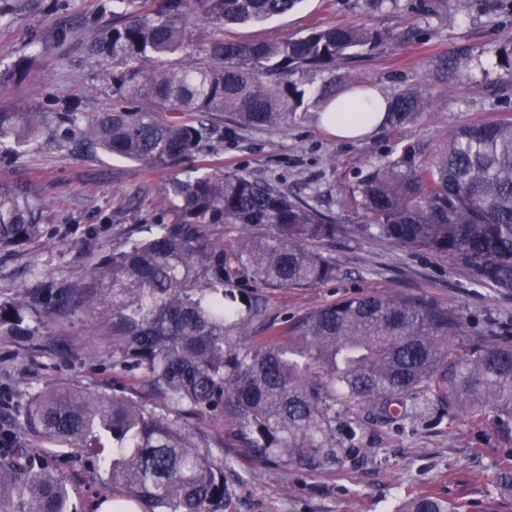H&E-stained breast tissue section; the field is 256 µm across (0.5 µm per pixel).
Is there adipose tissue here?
<instances>
[{
	"label": "adipose tissue",
	"mask_w": 512,
	"mask_h": 512,
	"mask_svg": "<svg viewBox=\"0 0 512 512\" xmlns=\"http://www.w3.org/2000/svg\"><path fill=\"white\" fill-rule=\"evenodd\" d=\"M386 99V93L376 87L365 91H343L337 98L338 103L357 102L363 111L362 116L348 119L335 116L323 121L322 126L340 140H357L374 135L381 129Z\"/></svg>",
	"instance_id": "obj_1"
}]
</instances>
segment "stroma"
Masks as SVG:
<instances>
[{"mask_svg": "<svg viewBox=\"0 0 512 512\" xmlns=\"http://www.w3.org/2000/svg\"><path fill=\"white\" fill-rule=\"evenodd\" d=\"M110 0H65L61 9L33 8L0 23V72L16 69L30 54L31 43L50 37L62 22H72L68 38L52 44L23 76L0 81V112L71 109L93 113L107 102L97 92L98 65L86 50L96 21L109 20ZM399 6H374L368 0H302L291 13L267 21L229 25L225 39L253 43L305 35L322 25H367L394 38L370 55L339 65L331 73L303 76V83L348 77L387 94L425 86L432 61L444 55L456 61L471 55L469 76L449 82L446 101L430 116L404 127L387 128L355 142L327 133L315 107L299 109L294 119L267 129H230L194 157L201 168L221 167L288 187L334 217L341 228L321 252L338 268L336 280L306 288L262 289L264 313L252 328L284 327L326 303L369 290L426 295L467 313L471 335L483 333L488 316L512 321V294L471 285L467 271L448 258L409 250L362 232V211L344 196L385 154L430 149L453 128L492 117H512V91L502 84L505 72L495 51L512 48V11H486L482 0H451L452 17L442 20ZM27 183L44 202L41 237L0 252V298H10L46 281L73 283L112 249L138 239L142 225L157 221V188L166 172L106 154L75 158L53 146L15 156L0 152V178ZM64 331L35 355L18 352L0 338V385H9L17 406L50 384L93 387L105 378L156 412L168 403L143 384L113 367L109 341L85 317L49 334ZM212 451L222 452L230 488L222 512H399L407 498L432 493L456 503L479 506L494 496L500 512H512V489L496 482L505 458L504 444L489 424L468 418L448 421L433 397L418 400L408 420L372 427L374 453L354 471L302 474L261 468L237 453V443L222 419H190ZM61 470L78 512H96L100 498L118 496L120 485L93 474L83 449L64 451Z\"/></svg>", "mask_w": 512, "mask_h": 512, "instance_id": "1", "label": "stroma"}]
</instances>
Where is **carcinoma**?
<instances>
[{"mask_svg": "<svg viewBox=\"0 0 512 512\" xmlns=\"http://www.w3.org/2000/svg\"><path fill=\"white\" fill-rule=\"evenodd\" d=\"M41 0H0V21ZM301 0H112V25L89 43L105 61L100 81L127 103L100 112H0V148L40 137L81 155L107 153L168 170L159 187L167 222L104 255L89 278L0 301V336L30 353L46 345L32 325L84 315L110 337L112 362L163 397L173 415L95 389L49 385L32 396L20 426L0 435V512H70L61 449L88 457L112 443L104 474L146 512H218L229 493L224 459L185 412L224 420L241 452L276 470L356 469L372 445L359 410L388 424L421 393L461 415L490 420L512 443V325L489 321L469 333L464 311L434 298L369 291L325 304L283 331L250 342L262 301L245 295L230 264L266 288H305L336 279V264L312 243L336 239L334 219L288 188L231 170L189 167L212 122L278 126L296 116L307 89L294 79L332 72L383 46L387 34L360 26L315 27L299 38L224 40L230 23L261 22ZM204 23L188 26L194 5ZM442 80L466 68L439 57ZM439 98L407 89L388 98L385 124L398 128L433 112ZM366 232L448 258L478 287L512 292V118L464 124L426 154L374 163L351 188ZM42 202L0 179V250L41 233ZM235 224L232 248L206 237ZM51 444L38 450L17 429ZM407 512H466L433 495Z\"/></svg>", "mask_w": 512, "mask_h": 512, "instance_id": "carcinoma-1", "label": "carcinoma"}]
</instances>
